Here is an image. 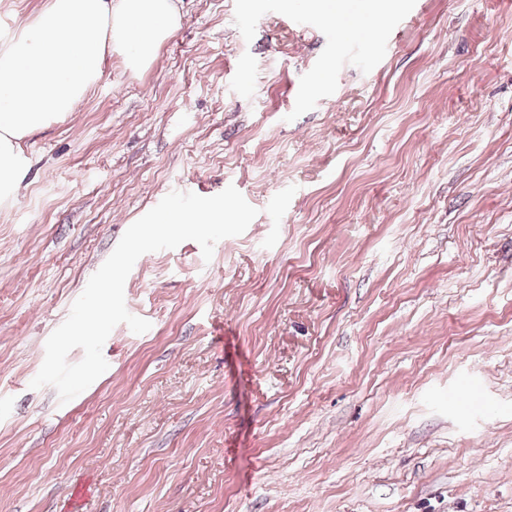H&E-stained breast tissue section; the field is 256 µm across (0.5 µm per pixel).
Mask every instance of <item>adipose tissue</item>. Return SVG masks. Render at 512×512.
Masks as SVG:
<instances>
[{"label": "adipose tissue", "instance_id": "adipose-tissue-1", "mask_svg": "<svg viewBox=\"0 0 512 512\" xmlns=\"http://www.w3.org/2000/svg\"><path fill=\"white\" fill-rule=\"evenodd\" d=\"M179 25L174 0H48L0 41V209L21 188L23 140L73 112L107 56L144 69Z\"/></svg>", "mask_w": 512, "mask_h": 512}]
</instances>
